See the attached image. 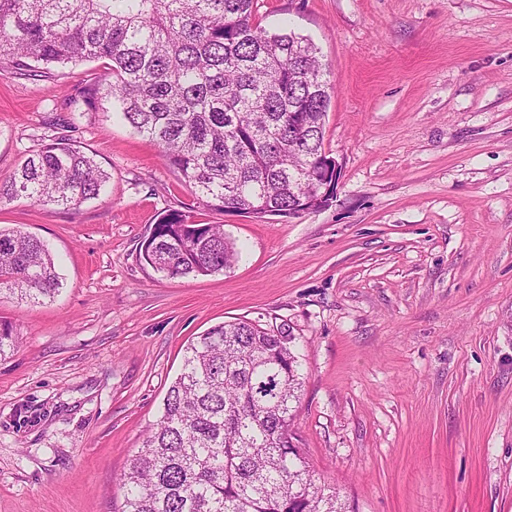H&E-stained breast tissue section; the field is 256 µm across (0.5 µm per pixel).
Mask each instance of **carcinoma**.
<instances>
[{
  "label": "carcinoma",
  "mask_w": 512,
  "mask_h": 512,
  "mask_svg": "<svg viewBox=\"0 0 512 512\" xmlns=\"http://www.w3.org/2000/svg\"><path fill=\"white\" fill-rule=\"evenodd\" d=\"M259 0H0V61L39 81L52 68L109 61L83 87L90 107L154 142L203 204L286 216L323 149L331 72L310 39L269 33ZM109 173L56 136L0 180V203L26 196L67 210L99 197ZM239 251L219 224L172 211L140 261L169 277L210 276ZM61 286L44 243L0 229V293L38 301ZM288 330L246 319L208 329L125 475L124 512H355L325 495L291 429L302 387Z\"/></svg>",
  "instance_id": "obj_1"
}]
</instances>
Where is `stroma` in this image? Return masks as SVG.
<instances>
[{
  "mask_svg": "<svg viewBox=\"0 0 512 512\" xmlns=\"http://www.w3.org/2000/svg\"><path fill=\"white\" fill-rule=\"evenodd\" d=\"M333 75L332 203L263 219L197 203L158 148L70 104L102 60L32 81L0 64V179L47 122L110 173L76 210L0 203L62 288L0 298V512H122L124 476L183 352L210 327L288 326L304 383L294 443L355 512H512V0H260ZM220 224L226 272L139 259L167 211Z\"/></svg>",
  "mask_w": 512,
  "mask_h": 512,
  "instance_id": "obj_1",
  "label": "stroma"
}]
</instances>
